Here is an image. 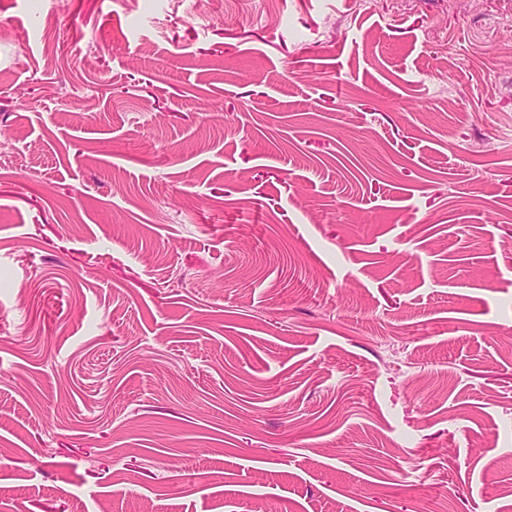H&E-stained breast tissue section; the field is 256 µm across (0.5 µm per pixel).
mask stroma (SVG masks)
<instances>
[{"mask_svg":"<svg viewBox=\"0 0 512 512\" xmlns=\"http://www.w3.org/2000/svg\"><path fill=\"white\" fill-rule=\"evenodd\" d=\"M0 512H512V0H0Z\"/></svg>","mask_w":512,"mask_h":512,"instance_id":"stroma-1","label":"stroma"}]
</instances>
